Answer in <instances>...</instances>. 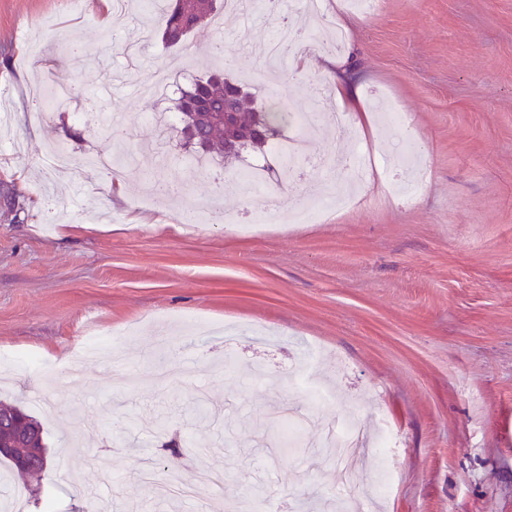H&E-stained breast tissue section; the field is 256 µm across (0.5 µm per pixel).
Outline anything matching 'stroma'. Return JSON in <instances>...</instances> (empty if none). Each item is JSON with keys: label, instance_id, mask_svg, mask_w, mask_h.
<instances>
[{"label": "stroma", "instance_id": "35a3bbf8", "mask_svg": "<svg viewBox=\"0 0 512 512\" xmlns=\"http://www.w3.org/2000/svg\"><path fill=\"white\" fill-rule=\"evenodd\" d=\"M99 12L98 0H0V400L42 420L52 460L24 481L0 464V503L26 486L25 512L42 501L52 512H159L141 477L151 458L157 481L197 489L177 512H237L244 498L259 512H336L344 461L317 441L355 421L365 436L349 484L370 487L365 512H512V0H383L372 14L351 0L317 12L277 0L225 13L189 51L164 48L144 0L113 15L117 40ZM322 12L358 20L346 42L366 108L406 115L425 187L402 201L398 132L357 130L344 144L373 150L378 193L309 224L277 215V231L256 236L264 198L242 193L237 168L213 159L203 175L184 163L191 148L146 152L162 103L142 88L159 70L199 78L221 34L232 77L313 114L309 153L333 152L343 106L314 102L332 80ZM282 23L309 43L285 84L239 46L265 45ZM32 36L43 53L28 52ZM75 44L89 53L77 68ZM65 76L80 98L36 117L31 86ZM117 141L136 167L119 183L84 162ZM54 143L71 162L50 174ZM209 202L225 216L171 224ZM97 339V361L74 367ZM310 347L330 402L291 382ZM122 371L140 384L115 389ZM201 401L213 409L204 421ZM65 454L73 473L61 480Z\"/></svg>", "mask_w": 512, "mask_h": 512}]
</instances>
